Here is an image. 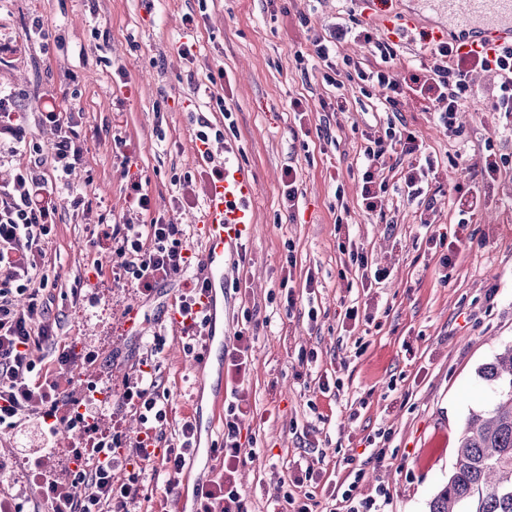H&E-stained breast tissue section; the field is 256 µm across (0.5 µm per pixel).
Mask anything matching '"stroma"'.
Segmentation results:
<instances>
[{
  "label": "stroma",
  "instance_id": "stroma-1",
  "mask_svg": "<svg viewBox=\"0 0 512 512\" xmlns=\"http://www.w3.org/2000/svg\"><path fill=\"white\" fill-rule=\"evenodd\" d=\"M411 7V0H390L385 10L361 0H0V89L21 99L27 133L46 146L55 131L41 114L46 95H53L57 109L71 115L83 148L56 193L47 259L62 289L87 267L99 265L102 273L85 282L78 301L54 304L59 341L78 355L99 352L118 376L141 357L144 336L163 337L157 362L174 425L196 395L212 399L214 383L213 375L197 371L180 330L163 319L184 282H166L145 299L128 283L113 281L112 253L97 242V221L130 219L129 177L138 173L154 214L184 225L189 248L200 254L208 177L193 148L194 117L205 115L220 128L228 115L236 123L235 133L214 143L213 154L250 169L258 186L255 232L227 257L224 275V335L242 331L255 338L251 428L260 452L242 457L236 471L252 512H266L282 482L307 463L320 479L303 490L325 512L329 488L347 475L348 455L365 471L362 493L388 488L384 512H427L453 470L469 413L488 410L495 400L478 370L512 342V115L468 101L447 132L435 124L426 100L411 96L404 105L401 118L437 171L424 197L439 224L458 226L465 241L455 265L445 269L426 243L421 206L401 190L394 156L386 157L380 173L388 185L380 210L369 214L360 204V158L367 136L386 127L385 90L346 86V110L324 111L323 103L340 91L326 82L322 64L295 57L308 51L309 36L325 34L338 19L353 18L379 39L385 14ZM188 14L197 22L190 62L177 53ZM36 18L49 41H26L24 31ZM118 67L128 74L127 86L112 80ZM217 72L223 80L210 83ZM296 97L308 110L302 123L289 108ZM490 161L499 167L492 178L484 173ZM290 167L299 187L292 210L281 199ZM187 177L195 186L188 204L180 200ZM457 183L481 190L480 207L463 226L451 191ZM76 193L89 201L93 219L71 207ZM341 222L347 232H338ZM348 237L363 246L369 269L387 270L385 280L363 283L361 270L340 249ZM289 256L298 300L288 311L280 282ZM311 271L318 286L310 294L305 278ZM134 301L145 326L142 336L126 339L119 318ZM352 304L373 320L350 331L341 323ZM303 348L317 352L316 362H299ZM326 374L342 379L339 392H320ZM381 427L392 431L391 457L376 465L365 439ZM68 444L62 434L45 439L33 419L0 434V455L9 459L0 488L31 492L25 461L47 446L56 450L51 472L62 475Z\"/></svg>",
  "mask_w": 512,
  "mask_h": 512
}]
</instances>
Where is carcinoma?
<instances>
[{
    "label": "carcinoma",
    "instance_id": "1",
    "mask_svg": "<svg viewBox=\"0 0 512 512\" xmlns=\"http://www.w3.org/2000/svg\"><path fill=\"white\" fill-rule=\"evenodd\" d=\"M495 385V402L470 414L448 482L428 512H512V345L480 370Z\"/></svg>",
    "mask_w": 512,
    "mask_h": 512
}]
</instances>
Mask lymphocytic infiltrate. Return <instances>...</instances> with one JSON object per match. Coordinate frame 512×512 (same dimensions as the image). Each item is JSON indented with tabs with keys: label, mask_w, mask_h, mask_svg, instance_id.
Returning a JSON list of instances; mask_svg holds the SVG:
<instances>
[{
	"label": "lymphocytic infiltrate",
	"mask_w": 512,
	"mask_h": 512,
	"mask_svg": "<svg viewBox=\"0 0 512 512\" xmlns=\"http://www.w3.org/2000/svg\"><path fill=\"white\" fill-rule=\"evenodd\" d=\"M351 38L367 44L375 59L373 69L356 68L358 80L385 89L386 110L401 111L406 86L395 73L397 51L389 43L373 40L368 30L344 22L335 24L328 36L311 38V55L328 69V83L343 87V80L335 74L337 47ZM430 53L431 64L412 81L431 101L434 117L444 130L452 129L462 102L480 99L479 89L469 80L477 69L500 78L489 99L491 109L512 112V48L491 58L480 51L462 54L441 42L432 45ZM20 112L16 97L0 91V146L13 144L20 156L10 179L0 184V433L15 430L33 414L46 438L68 430L72 441L66 455L72 469L68 481L50 478L45 468L51 454L40 450L26 461L35 479L36 496L1 491L0 512H26V504L35 498L47 505L48 512H130L131 505L142 498L147 471L160 469L167 490L180 485L197 446L195 426L190 419H182L174 439L166 437L168 400L158 375L150 368L161 350L162 337H153L138 365L121 377L119 401L122 407L138 413L141 423L133 435L123 432L119 411L91 401L99 384L112 380L111 367H99L98 352L82 356L84 364L98 367L97 378L82 379L71 370L73 351L57 348L59 324L51 317V306L58 298L79 299L83 283L78 280L69 291H58L44 261L45 247L55 224L54 185L66 180L80 160L82 148L69 120L55 109L42 115L43 122L52 124L57 132L48 146L28 137ZM422 147V141L404 124H388L383 135L369 138L358 169L366 211H376L386 191L376 172L381 159L391 151L408 160L401 171L408 199L423 195L424 185L435 170L431 164L417 162ZM128 196L138 214L149 216V223L110 224L102 237L112 251L113 279L130 281L139 294L149 297L161 284L189 272L194 256L186 245L183 225L161 215L152 216L151 198L140 180L131 181ZM203 291L199 279H191L177 301L179 312L185 316L182 333L188 340L186 349L199 360L208 349L206 322L190 309L199 303ZM250 343V337L241 333L224 347V364L234 384L224 400V440L210 450L220 470L214 478L194 487L195 512H250L234 478L244 450L256 446L253 437L242 434L251 414L245 388ZM343 463L348 474L331 494L335 512H374L378 499L387 497V487L379 485L372 494L361 495L363 469L354 467L349 457ZM118 470L125 472V479H115Z\"/></svg>",
	"instance_id": "1"
}]
</instances>
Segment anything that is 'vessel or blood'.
<instances>
[{
	"instance_id": "1",
	"label": "vessel or blood",
	"mask_w": 512,
	"mask_h": 512,
	"mask_svg": "<svg viewBox=\"0 0 512 512\" xmlns=\"http://www.w3.org/2000/svg\"><path fill=\"white\" fill-rule=\"evenodd\" d=\"M422 9L437 14L441 23L423 29L426 41H454L462 50L488 51L512 45V0H419ZM256 193L252 173L244 166L225 163L221 178L206 189L202 216L205 246L198 268L208 289L201 297L208 329H215L224 302V261L249 236L255 224L249 207Z\"/></svg>"
}]
</instances>
